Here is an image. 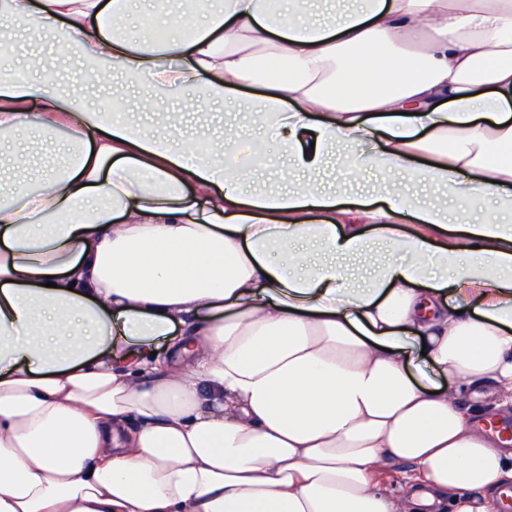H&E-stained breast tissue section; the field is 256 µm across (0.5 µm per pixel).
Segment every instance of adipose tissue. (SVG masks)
Listing matches in <instances>:
<instances>
[{
    "label": "adipose tissue",
    "mask_w": 512,
    "mask_h": 512,
    "mask_svg": "<svg viewBox=\"0 0 512 512\" xmlns=\"http://www.w3.org/2000/svg\"><path fill=\"white\" fill-rule=\"evenodd\" d=\"M130 4L0 6L56 46L35 81L0 78V138L78 148L39 187L0 184V512H490L512 449L459 389L512 406V0H353L326 23L308 0H194L190 36L154 43L122 35ZM114 72L156 108L196 82L260 134L117 121ZM340 150L377 188H325ZM268 171L280 189L253 191ZM419 187L494 209L457 225Z\"/></svg>",
    "instance_id": "1"
}]
</instances>
